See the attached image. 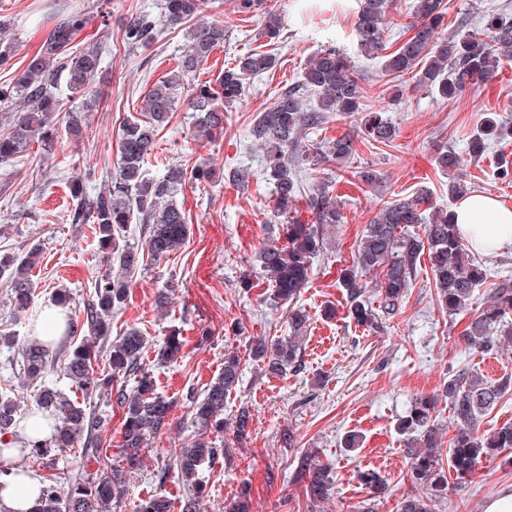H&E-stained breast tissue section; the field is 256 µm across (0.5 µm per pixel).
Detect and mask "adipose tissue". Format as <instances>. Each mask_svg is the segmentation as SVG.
I'll list each match as a JSON object with an SVG mask.
<instances>
[{
    "label": "adipose tissue",
    "instance_id": "adipose-tissue-1",
    "mask_svg": "<svg viewBox=\"0 0 512 512\" xmlns=\"http://www.w3.org/2000/svg\"><path fill=\"white\" fill-rule=\"evenodd\" d=\"M453 214L471 250L491 254L512 248V206L474 192L458 198Z\"/></svg>",
    "mask_w": 512,
    "mask_h": 512
}]
</instances>
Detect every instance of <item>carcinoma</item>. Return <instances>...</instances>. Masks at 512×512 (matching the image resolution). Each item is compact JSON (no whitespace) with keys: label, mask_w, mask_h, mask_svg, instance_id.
Here are the masks:
<instances>
[{"label":"carcinoma","mask_w":512,"mask_h":512,"mask_svg":"<svg viewBox=\"0 0 512 512\" xmlns=\"http://www.w3.org/2000/svg\"><path fill=\"white\" fill-rule=\"evenodd\" d=\"M357 52L364 57L383 60L389 76L405 75L416 86L435 90L450 99L465 89H477L496 76L502 57L512 52V12L505 7L484 14L483 29L478 33L442 31L446 5L444 0H414L409 35L390 49L385 40L388 15L395 0H357ZM208 0H162V19L140 12L124 25L121 44L129 51L146 50L157 42L159 23L171 27L189 24L188 46L179 57L171 77L155 84L143 98L141 112L145 119L126 118L120 124L117 167L107 176L96 195L84 192L83 183L72 182V196L77 207L72 221L92 224L98 248L104 254L107 272L94 286V300L85 308L86 334L63 360L65 378L71 391L42 382L48 371L49 346L35 339L16 345L15 337L0 335V348L17 350L15 364L30 381L39 383L33 394L34 407L28 419H52L51 435L39 440L27 438V456L45 467L55 463L56 455L83 441L81 453L86 461L98 458L99 435L106 419L87 407L91 397L112 390V376L138 377L132 392L116 390L115 402L122 410V458L132 465L144 449L165 428L170 402L155 392L150 375L144 370L142 353L146 339L142 332L127 328L115 340L112 336V312L127 298L129 278L146 259L165 260L176 252L189 235L191 220L176 195L186 181L205 182L210 171L202 166L192 169L171 163L153 177L146 165L157 153L159 132L176 111L178 91L194 112V139H208L224 128V112L238 103L245 92V80L272 70L278 58L272 47L281 39L282 22L276 14L262 13L263 0H235V12L244 18H262L259 36L268 39V51H249L235 57L215 80L200 81L197 75L211 54L224 45V23L206 18ZM87 24L85 14L70 12L58 19L40 50L30 56L11 79L0 83V105L23 100L27 109L20 113L8 131L0 133V160L24 154L39 142L51 152L57 139V118L65 115L64 130L75 142L86 135L87 116L97 110L99 99L89 94V87L99 68L101 55L91 41L80 51L71 44ZM14 33L11 23L0 18V65L12 53ZM64 80L70 92L80 100L67 106L55 93V84ZM363 75L351 57L337 48H327L307 62L296 84L281 89L272 105L254 124L252 138L267 153L266 176L274 186L272 215L288 219L286 241L271 242L258 261L272 288L275 300L288 305V323L292 335L267 342L253 343V357L265 373L285 376L302 367V334L308 322L307 312L296 305L299 294L309 282L313 259L324 244L325 226L342 223L343 216L326 185L317 183L307 190L296 167L307 161L315 165L345 159L354 151L355 132L336 139L308 142V132L315 131L333 112L358 116L360 131L370 144L386 145L397 136V129L382 111L363 108ZM315 96V103L306 98ZM512 137V125L491 115L472 133L468 153L482 155L492 141ZM435 162L443 171H458L461 158L448 147L438 148ZM306 197L312 221L292 216L299 198ZM427 195L419 192L385 202L366 225L352 265L341 270L339 285L348 304L347 316L359 326L373 331L384 328L386 320L401 307L418 271L423 255L428 256L441 306L448 315L467 309L475 290L487 280L482 265L452 220L451 211H435L428 216L423 206ZM141 225L144 244L137 247L125 239L127 227ZM423 234L414 233L415 225ZM38 249L24 255H0V280L17 312L31 313L34 307L31 270L37 263ZM375 281V297L369 296L366 278ZM466 344L489 354L505 343L512 344V280L494 284L489 304L477 312L468 325ZM184 340L177 331L165 341L164 355L173 359L181 354ZM105 354L111 373L95 375V363ZM242 377L240 359L230 352L224 356V368L198 394L187 393L195 421L202 427L198 438L176 459L175 465L186 485L180 512H201L203 485L200 474L221 456H231L224 446V404ZM512 392V376L489 380L461 371L448 380L445 393L457 421L456 433L448 441L447 457L432 424L434 403L427 397L415 399L398 429L405 436L409 456L411 494L398 501L396 512H433V503L448 496L451 485L447 472L455 479H465L483 461H500L512 466V424L491 433L479 432V418L496 407ZM17 399L0 393V453L11 448L21 420ZM300 473L306 475V495L316 502L325 496L331 483L330 472L316 456L307 454ZM361 484L369 498L358 506L359 512H375L377 498L386 486L373 470L360 473ZM66 496H61L56 478L43 479L34 512H112V499L121 483L118 469L107 472H80L69 478ZM174 503L165 494L154 495L135 507V512H173ZM227 512H253L252 499L244 488L228 506Z\"/></svg>","instance_id":"1"}]
</instances>
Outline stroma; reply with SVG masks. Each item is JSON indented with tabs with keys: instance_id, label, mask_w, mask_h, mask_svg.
<instances>
[{
	"instance_id": "35a3bbf8",
	"label": "stroma",
	"mask_w": 512,
	"mask_h": 512,
	"mask_svg": "<svg viewBox=\"0 0 512 512\" xmlns=\"http://www.w3.org/2000/svg\"><path fill=\"white\" fill-rule=\"evenodd\" d=\"M353 5L354 0H266L267 10L279 15L284 26L277 66L248 80L245 96L225 113L224 131L216 138L194 140V121L182 101L159 135L157 158L149 165L152 175L178 162L210 168L212 178L184 188L191 217L187 240L169 259L136 271L124 307L112 316L113 334L131 326L143 332V365L157 392L173 402L168 427L153 440L139 469L126 472L113 512H133L140 500L159 492L174 500L181 496L172 464L199 432L185 395L190 389L202 392L217 376L225 352L237 351L245 370L239 388L226 400L224 419L233 422L245 407L251 424L231 457L204 471L201 512H224L227 499L244 482L250 485L256 512H356L367 497L358 473L367 469L390 486L376 512H396V503L412 491L404 437L397 429L412 401L435 398L433 420L446 441L455 434L443 394L448 379L463 368L491 379L512 374L511 346L485 355L466 349L462 341L474 311L490 300L489 285L478 288L467 311L448 316L437 300L428 260L420 261L412 288L384 331L370 332L347 315L340 271L351 265L381 205L424 189L436 208H452L449 175L435 163L437 147L445 145L464 156V179L472 191L512 206V179L496 174L498 158L512 156V138L491 143L478 159L467 156V140L487 113L512 122V56L482 88L444 99L411 86L398 100L381 61L357 53ZM142 11L160 14L161 0H0V17L14 23L13 67L22 66L68 12L90 16L88 31L100 37L102 47L94 85L102 101L90 114L84 141L72 144L62 132L52 153L35 145L21 158L0 161V254L39 247L32 271L36 310L49 306L54 293L63 289L71 297L68 314L79 320L93 300L94 283L106 265L92 225L71 221V182L82 176L85 192L99 191L116 166L120 122L139 115L144 96L175 70L187 48L186 30L179 27L163 29L149 49L125 51L122 25ZM207 15L223 21L228 35L206 64L205 77L213 81L234 57L260 47L263 40L257 19H241L234 0H210ZM333 46L354 55L364 73L366 110L384 111L398 133L386 146L357 138L346 163L304 167L307 184L330 183L343 222L327 229L310 282L298 299L309 315L302 368L272 377L258 370L250 342L256 336L285 338L290 328L284 307L271 296L257 253L282 238L285 229L270 213L274 196L264 175L265 155L250 130L280 89L299 78L307 60ZM235 169L247 173V184L229 181ZM368 169L378 172L376 185L360 179V171ZM171 279L177 288L164 291ZM173 329L186 340L183 354L178 361L159 362V349ZM91 405L110 418L100 458L120 464L122 411L110 393L93 397ZM351 434L359 438L352 451L344 445ZM310 452L328 465L333 478L327 499L316 503L297 477ZM165 465L170 471L161 485L155 473ZM505 490H512V468L485 461L457 492L436 503L434 512H484L488 501Z\"/></svg>"
}]
</instances>
